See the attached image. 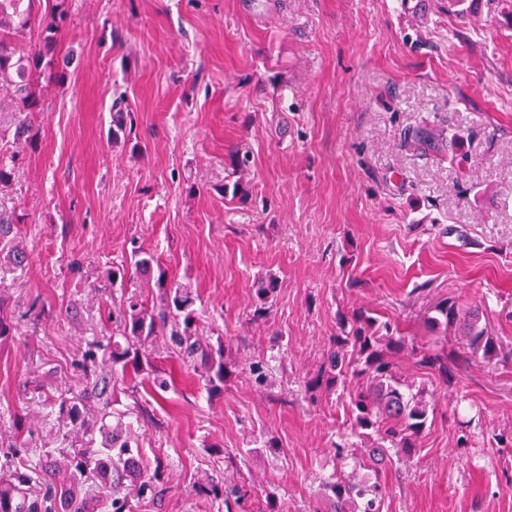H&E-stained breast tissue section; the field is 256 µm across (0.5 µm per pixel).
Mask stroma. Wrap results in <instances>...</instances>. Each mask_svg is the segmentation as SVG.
Masks as SVG:
<instances>
[{"mask_svg":"<svg viewBox=\"0 0 512 512\" xmlns=\"http://www.w3.org/2000/svg\"><path fill=\"white\" fill-rule=\"evenodd\" d=\"M65 12L34 141L14 145L0 205L21 217L0 242V448L80 435L51 413L77 393L84 341L111 335L110 266L141 246L198 295L201 342L236 369L212 396L164 338L151 350L174 384H118L140 411L131 438L163 461L169 492L146 512H224L196 495L211 476L278 492L286 512H332L321 482L350 434L354 381L318 403L316 375L341 317L364 309L407 344L444 350L451 388L405 354L398 375L432 392L434 417L408 461L382 465V512H512V30L399 0H38ZM127 123L112 130V105ZM461 134L463 161L410 146L413 131ZM28 254L14 268L13 245ZM273 273L265 318L253 288ZM478 307L494 354L459 360L460 331L433 332L442 299ZM44 307V316L31 306ZM281 352L274 381L246 368ZM467 398L480 412L460 447ZM275 437L277 456L254 450Z\"/></svg>","mask_w":512,"mask_h":512,"instance_id":"35a3bbf8","label":"stroma"}]
</instances>
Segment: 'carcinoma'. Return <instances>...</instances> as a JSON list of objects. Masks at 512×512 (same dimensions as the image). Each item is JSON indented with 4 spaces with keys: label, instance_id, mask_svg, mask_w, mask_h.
<instances>
[{
    "label": "carcinoma",
    "instance_id": "1",
    "mask_svg": "<svg viewBox=\"0 0 512 512\" xmlns=\"http://www.w3.org/2000/svg\"><path fill=\"white\" fill-rule=\"evenodd\" d=\"M440 11L466 18L481 16L482 10L502 19L512 29V0H443ZM35 0H0V86L12 89L10 106L0 100V112H19L23 118L14 127V140L28 141L34 137L35 119L42 108L37 93L40 79L62 81L42 66V60L53 48L63 15L40 21L42 47L26 50L19 38L35 22ZM411 141L430 147L454 161L459 159L461 135L446 129L424 127L411 135ZM15 157L0 148V188L14 178ZM18 220L15 214L0 206V240L13 233ZM153 257L143 256L140 247L132 248L130 264L112 266L105 277L112 285L125 286L136 275L153 277ZM155 286L159 302L147 305L136 293L121 292L112 323L121 332L123 341L110 336H93L86 343L81 370L86 387L74 400L62 395L52 404L60 421H68L82 431L81 447L58 455L47 448L30 457L29 443L17 440L12 451L0 461V512H141L144 504H158L167 493L160 470L148 473L143 468L139 450L126 437L127 430L140 420L138 414L123 413L112 417L111 393L119 380L139 377L146 345L157 336L168 339L182 363H189L202 372L207 392L224 393L234 371L224 360V345H204L197 338L195 303L197 295L185 286L167 281L159 271ZM278 278L268 276L254 289L255 319L267 311L269 299L275 293ZM428 323L434 330L448 331L455 326L468 338L472 352L488 355L496 350L495 343L480 326L477 309L464 310L455 302L442 300L433 307ZM405 339L394 335L391 324H380L357 310L351 320L340 327L332 347L327 351L319 374H328L326 390L349 377L361 381L350 393L348 408L352 432L359 437L377 436V444L369 450L370 464L382 463L386 453L398 457L415 453L419 436L427 427L430 401L424 391L412 392L395 371L393 357L405 348ZM415 365L434 378L441 386L450 385L448 356L431 348L413 347ZM279 356L254 361L248 375L258 387L272 384L273 362ZM96 400L101 405L99 422L92 425L83 420L84 402ZM333 502V512H380L385 488L380 481L353 478L342 472L333 474L323 483ZM199 495L224 502V512H283L275 496L265 501L251 500L252 490L246 482H227L207 478L196 489Z\"/></svg>",
    "mask_w": 512,
    "mask_h": 512
}]
</instances>
